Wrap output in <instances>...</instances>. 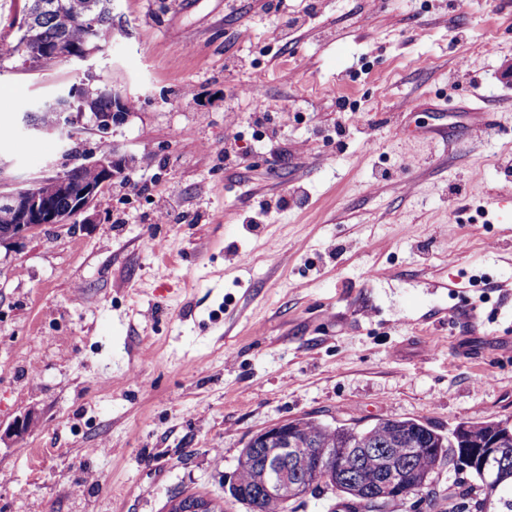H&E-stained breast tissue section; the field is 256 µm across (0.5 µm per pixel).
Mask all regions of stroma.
Returning <instances> with one entry per match:
<instances>
[{
  "instance_id": "1",
  "label": "stroma",
  "mask_w": 512,
  "mask_h": 512,
  "mask_svg": "<svg viewBox=\"0 0 512 512\" xmlns=\"http://www.w3.org/2000/svg\"><path fill=\"white\" fill-rule=\"evenodd\" d=\"M276 4L118 0L96 55L32 67L0 0L6 182L77 163L33 104L89 74L135 103L125 175L0 250V512H246L275 423L512 422V0Z\"/></svg>"
}]
</instances>
